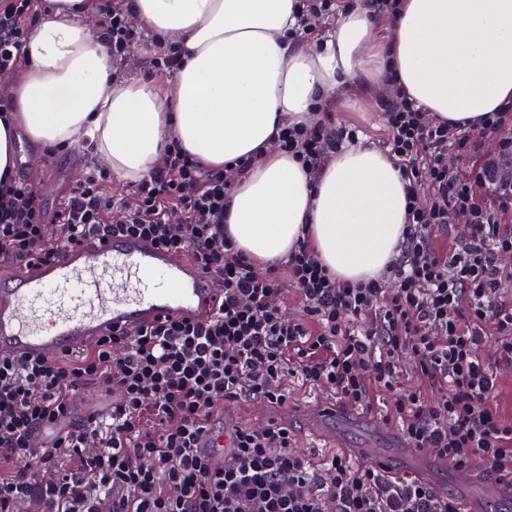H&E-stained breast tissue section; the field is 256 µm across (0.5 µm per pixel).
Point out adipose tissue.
Returning a JSON list of instances; mask_svg holds the SVG:
<instances>
[{
    "label": "adipose tissue",
    "mask_w": 512,
    "mask_h": 512,
    "mask_svg": "<svg viewBox=\"0 0 512 512\" xmlns=\"http://www.w3.org/2000/svg\"><path fill=\"white\" fill-rule=\"evenodd\" d=\"M83 0H55L37 18L21 67L4 83L0 178L17 169L20 134L41 146L94 144L117 181L132 183L175 139L205 165L245 160L224 231L259 264L307 240L338 279L379 275L406 226L395 160L356 144L317 172L274 147L280 128L311 119L340 91H372L393 76L426 112L478 127L512 101V0H401L385 37L368 0L334 30L289 38L296 0H128L139 26L184 47L174 81L118 79Z\"/></svg>",
    "instance_id": "1"
}]
</instances>
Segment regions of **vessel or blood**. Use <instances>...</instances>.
Segmentation results:
<instances>
[{
	"instance_id": "1",
	"label": "vessel or blood",
	"mask_w": 512,
	"mask_h": 512,
	"mask_svg": "<svg viewBox=\"0 0 512 512\" xmlns=\"http://www.w3.org/2000/svg\"><path fill=\"white\" fill-rule=\"evenodd\" d=\"M214 293L209 278L189 260L173 261L148 239L94 237L32 271H0V358L78 353L114 328L191 320ZM356 425L353 410L332 405L309 419L312 433L329 447L385 477L409 469L439 495L454 493L464 512H484L489 504L512 512V491L502 484L463 479L448 488L439 480L448 460L411 447L397 430L387 432L385 447L371 439L350 446ZM196 446L212 467H223L225 450L210 433H202Z\"/></svg>"
}]
</instances>
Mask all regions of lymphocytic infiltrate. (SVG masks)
Instances as JSON below:
<instances>
[{"mask_svg": "<svg viewBox=\"0 0 512 512\" xmlns=\"http://www.w3.org/2000/svg\"><path fill=\"white\" fill-rule=\"evenodd\" d=\"M36 2L0 0V73L20 66ZM97 10L124 63L144 32L120 0ZM379 102L407 180L398 254L382 276L340 283L300 242L286 259L295 313L276 266L259 267L224 233L232 167L205 168L177 141L123 201L108 194L107 173L85 171L50 224L35 184L6 186L1 260L31 269L92 235L141 236L192 260L220 299L200 319L113 332L79 354L0 358V512L32 500L38 512H460L412 477L388 480L338 453L312 463L276 421L229 429L232 451L212 469L195 442L215 428L219 404L287 405L291 377L354 408L391 393L385 420L411 447L512 490V417L496 402V370L512 366V266L502 261L512 254V103L475 130L433 119L391 79ZM357 139L325 111L284 127L277 146L313 171ZM88 383L112 391L111 408L67 420Z\"/></svg>", "mask_w": 512, "mask_h": 512, "instance_id": "obj_1", "label": "lymphocytic infiltrate"}]
</instances>
